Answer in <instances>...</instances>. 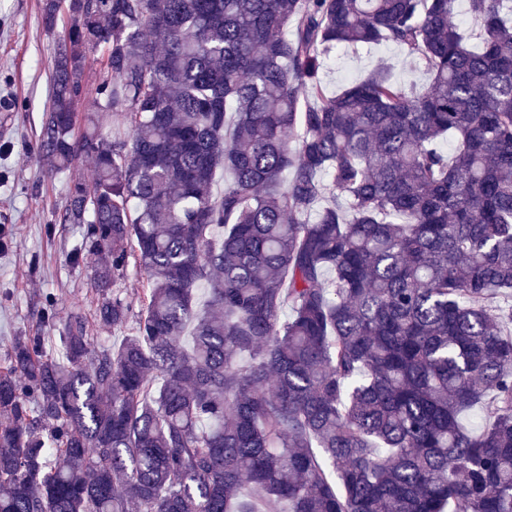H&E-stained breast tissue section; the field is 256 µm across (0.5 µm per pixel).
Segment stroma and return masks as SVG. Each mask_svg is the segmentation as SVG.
Wrapping results in <instances>:
<instances>
[{
  "label": "stroma",
  "mask_w": 512,
  "mask_h": 512,
  "mask_svg": "<svg viewBox=\"0 0 512 512\" xmlns=\"http://www.w3.org/2000/svg\"><path fill=\"white\" fill-rule=\"evenodd\" d=\"M41 5L0 0V361L13 337L40 333L46 295L55 296L61 324L76 313L92 316L95 308L90 279L100 258L88 253L80 265L69 264L85 228L55 221L68 204L72 179H92L93 162L84 156L73 170L50 173L37 154L53 51L65 34L42 27ZM382 62L403 84L428 80L398 47L380 43L332 51L322 81L335 94Z\"/></svg>",
  "instance_id": "stroma-1"
}]
</instances>
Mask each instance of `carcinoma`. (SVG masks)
Masks as SVG:
<instances>
[{"mask_svg":"<svg viewBox=\"0 0 512 512\" xmlns=\"http://www.w3.org/2000/svg\"><path fill=\"white\" fill-rule=\"evenodd\" d=\"M455 2L43 0L38 157L94 165L55 222L102 256L95 321L131 257L146 293L117 348L51 295L55 346L13 338L0 512H512V0H468L477 50ZM380 42L429 83L326 94ZM92 49L122 139L75 136ZM455 22L460 25L468 36V46L478 49L482 42V33L479 24H477L468 13V4L466 0H458L455 5Z\"/></svg>","mask_w":512,"mask_h":512,"instance_id":"cac0c4a2","label":"carcinoma"}]
</instances>
